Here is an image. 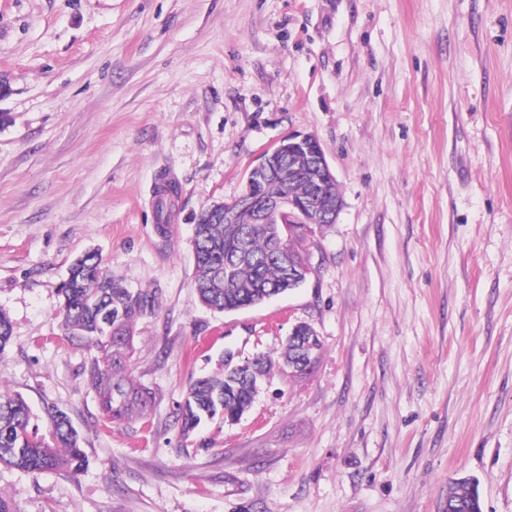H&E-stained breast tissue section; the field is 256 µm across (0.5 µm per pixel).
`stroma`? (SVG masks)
<instances>
[{
	"mask_svg": "<svg viewBox=\"0 0 512 512\" xmlns=\"http://www.w3.org/2000/svg\"><path fill=\"white\" fill-rule=\"evenodd\" d=\"M0 389L81 435L77 473L0 466L17 512H512V0H0ZM291 132L343 197L306 283L234 313L193 288V227ZM180 195L156 229L160 173ZM97 250L137 319L145 418H105L96 349L57 289ZM236 423L189 437L192 379L226 347L279 358ZM303 324L304 323H298V324H295L294 326H292V328L286 338V341L289 340V337H295V336H296L297 340L303 339L305 332H306L305 329L299 331V335H302V336H297L298 329ZM310 334H311V332H308V334L306 335L307 340L303 341V343L301 340H298L296 342V344L298 346L296 350L300 353L299 360H296V359H292L291 361L288 360V366L291 367L296 372L300 371V369L303 367V365L306 363V361L308 359H310V360L313 359L312 353L316 349V347L314 346V343L316 342V336L314 334H312V335H310ZM300 345H301V347H300ZM448 508L451 512H482V503L477 487L470 479L453 482L448 490Z\"/></svg>",
	"mask_w": 512,
	"mask_h": 512,
	"instance_id": "1",
	"label": "stroma"
}]
</instances>
